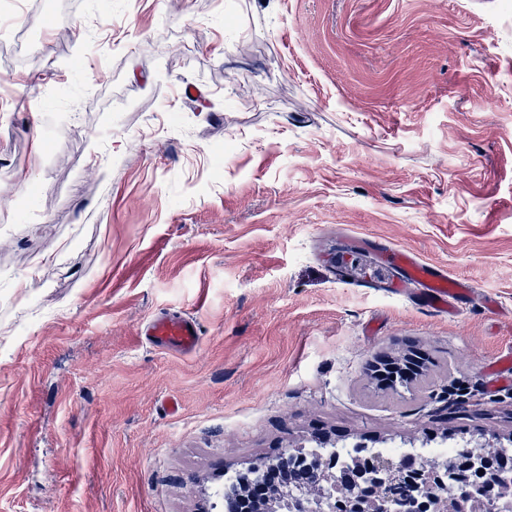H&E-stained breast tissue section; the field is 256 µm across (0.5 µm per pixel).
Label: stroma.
Masks as SVG:
<instances>
[{
	"label": "stroma",
	"instance_id": "stroma-1",
	"mask_svg": "<svg viewBox=\"0 0 512 512\" xmlns=\"http://www.w3.org/2000/svg\"><path fill=\"white\" fill-rule=\"evenodd\" d=\"M394 250L472 300L395 293ZM161 312L194 353L142 339ZM509 346L512 0L0 12V512H221L321 440L505 446ZM141 336L153 347L189 354L197 349L200 332L190 317L159 313L145 323Z\"/></svg>",
	"mask_w": 512,
	"mask_h": 512
}]
</instances>
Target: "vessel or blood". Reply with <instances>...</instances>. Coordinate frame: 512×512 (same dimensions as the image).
Listing matches in <instances>:
<instances>
[{"label": "vessel or blood", "instance_id": "obj_1", "mask_svg": "<svg viewBox=\"0 0 512 512\" xmlns=\"http://www.w3.org/2000/svg\"><path fill=\"white\" fill-rule=\"evenodd\" d=\"M394 259L404 268L406 283H420L419 300L428 311L456 313L461 302L474 293L466 280L449 278L441 268L421 263L407 253H395ZM142 334L148 344L159 349L189 354L199 345L196 321L181 315L157 314L146 322Z\"/></svg>", "mask_w": 512, "mask_h": 512}]
</instances>
